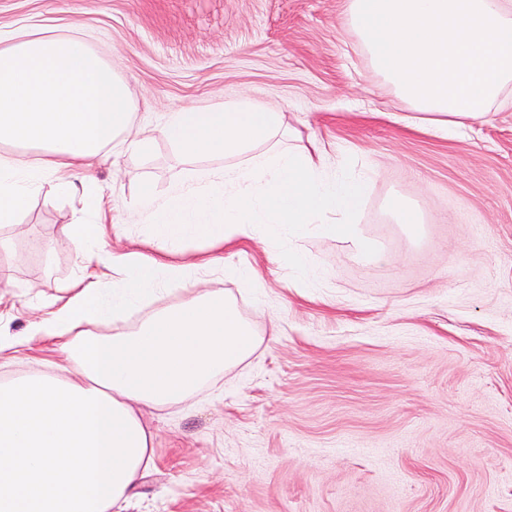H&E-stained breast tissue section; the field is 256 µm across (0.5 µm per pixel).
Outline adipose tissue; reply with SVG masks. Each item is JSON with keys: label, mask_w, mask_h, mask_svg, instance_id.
<instances>
[{"label": "adipose tissue", "mask_w": 512, "mask_h": 512, "mask_svg": "<svg viewBox=\"0 0 512 512\" xmlns=\"http://www.w3.org/2000/svg\"><path fill=\"white\" fill-rule=\"evenodd\" d=\"M345 15L407 105L406 126L457 136L512 90V0H347ZM132 109L124 79L85 36L0 33V224L16 223L48 181L93 217L66 233L84 274L22 330L0 326V366L47 351L56 368L82 373L0 382V512H124L154 465L140 409L184 401L263 342L232 297L195 288L208 273L257 284L251 267L225 263V243L263 224L295 236L340 227L367 262L384 258L354 223L365 183L330 171L319 142L302 145L284 113L251 99L167 114L163 133L183 156L226 164L187 172L163 202L141 192L129 217L149 222L153 253L103 248L112 201L92 171ZM191 237L211 253L186 255ZM164 287L183 299L152 308Z\"/></svg>", "instance_id": "obj_1"}]
</instances>
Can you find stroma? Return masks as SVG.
<instances>
[{
	"instance_id": "35a3bbf8",
	"label": "stroma",
	"mask_w": 512,
	"mask_h": 512,
	"mask_svg": "<svg viewBox=\"0 0 512 512\" xmlns=\"http://www.w3.org/2000/svg\"><path fill=\"white\" fill-rule=\"evenodd\" d=\"M346 0H0V31L83 33L133 101L128 138L95 170L112 197L108 242L147 239L129 221L143 186L166 199L186 171L167 113L252 98L315 137L328 164L365 178L362 234L390 254L366 264L340 234L264 225L225 248L252 291L216 275L263 343L188 400L145 409L155 467L126 512H512V98L448 139L397 123L407 106L345 23ZM412 204L411 245L390 214ZM77 199L51 185L18 223L0 270L23 290L0 304L21 329L81 274L65 245ZM315 276H295L280 241Z\"/></svg>"
}]
</instances>
